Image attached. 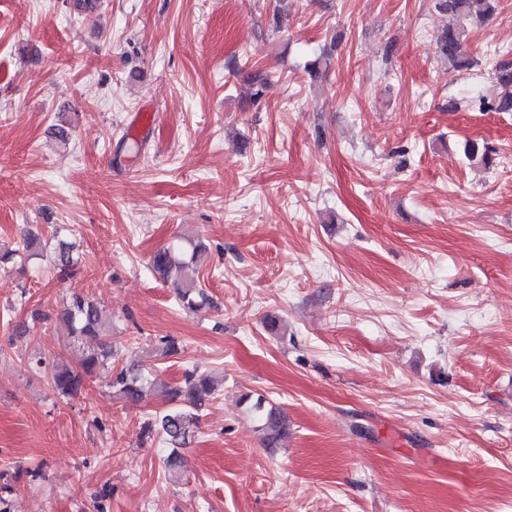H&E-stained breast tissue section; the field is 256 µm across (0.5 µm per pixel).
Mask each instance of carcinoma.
<instances>
[{
    "instance_id": "1",
    "label": "carcinoma",
    "mask_w": 512,
    "mask_h": 512,
    "mask_svg": "<svg viewBox=\"0 0 512 512\" xmlns=\"http://www.w3.org/2000/svg\"><path fill=\"white\" fill-rule=\"evenodd\" d=\"M498 0H436L435 7L448 15L450 23L437 38V51L453 70L467 69L477 61L466 52L469 30L483 23L496 9ZM493 77L503 92L494 99L482 100L479 108L490 112H512V59L499 60L494 65ZM56 265L66 270L74 262L72 245L61 242L56 250ZM203 262L201 246L192 245L191 251L166 247L155 252L152 267L164 280H173L177 298L185 310H194L209 302V295L198 281L185 271ZM67 336L83 341L95 339L99 345L83 353L80 370L61 364L51 373L53 389L60 395L71 396L81 391L85 376L112 359V334L103 320L100 305L89 298L77 295L64 305L59 314ZM155 381L142 377L134 368L123 367L112 376V393L132 404L140 402L144 389ZM171 407L146 424V430L155 431L172 446L167 458L169 467L182 466L179 449L185 447L199 423L200 412L214 394L210 376L197 368L184 374V380L176 386H161ZM260 421L267 446L277 444L288 434L286 417L274 408L267 409L259 398L253 404Z\"/></svg>"
}]
</instances>
